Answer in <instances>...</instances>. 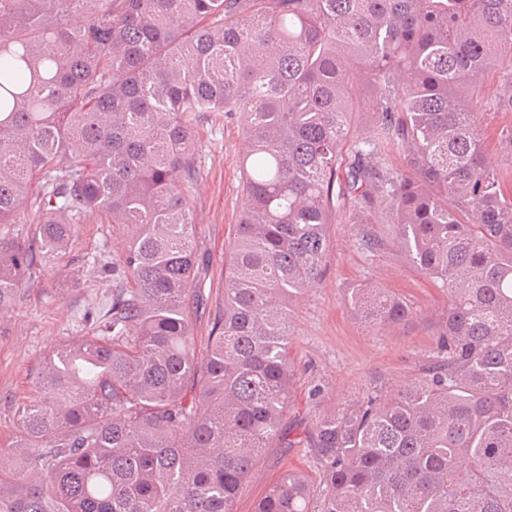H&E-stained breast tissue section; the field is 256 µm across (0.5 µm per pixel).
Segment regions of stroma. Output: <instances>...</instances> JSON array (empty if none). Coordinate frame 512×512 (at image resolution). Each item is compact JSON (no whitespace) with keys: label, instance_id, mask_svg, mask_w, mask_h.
Listing matches in <instances>:
<instances>
[{"label":"stroma","instance_id":"1","mask_svg":"<svg viewBox=\"0 0 512 512\" xmlns=\"http://www.w3.org/2000/svg\"><path fill=\"white\" fill-rule=\"evenodd\" d=\"M242 118L215 112L198 128L199 177L192 198L194 240L204 301L194 317L198 346H205L224 289V252L232 240L242 202L241 160L247 151ZM486 160L512 178V151L501 148L497 129L512 124V112L487 110ZM368 227L337 221L331 227L327 271L294 304L289 359L292 395L282 430H300L345 404L407 386L437 354L446 289L422 275L397 248L391 232L367 248ZM125 230L105 214L82 224L66 254L38 267L16 300L0 310V443L18 433L16 410L29 395L34 372L64 341L91 333L112 302L114 283L103 269L118 261ZM377 284L403 299L411 318L376 332L354 317L351 288ZM306 473L319 482L306 448L272 443L261 449L234 512H255L258 501L285 472Z\"/></svg>","mask_w":512,"mask_h":512}]
</instances>
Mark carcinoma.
<instances>
[{"label":"carcinoma","mask_w":512,"mask_h":512,"mask_svg":"<svg viewBox=\"0 0 512 512\" xmlns=\"http://www.w3.org/2000/svg\"><path fill=\"white\" fill-rule=\"evenodd\" d=\"M512 112V0H0V309L95 212L129 233L94 333L43 363L0 448V512H233L290 402V313L339 216L448 289L436 362L315 421L322 474L255 512H512V186L474 109ZM246 117L242 205L204 350L196 128ZM368 132L351 139L355 117ZM403 153L390 167L382 146ZM383 331L411 316L348 291Z\"/></svg>","instance_id":"carcinoma-1"}]
</instances>
